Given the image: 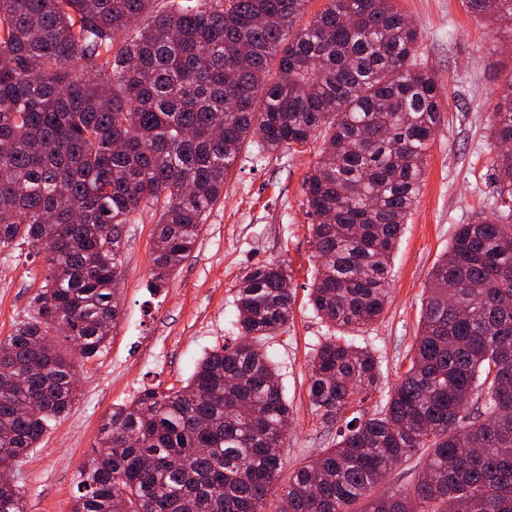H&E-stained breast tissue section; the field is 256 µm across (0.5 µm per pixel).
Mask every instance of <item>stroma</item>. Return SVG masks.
I'll return each mask as SVG.
<instances>
[{"mask_svg":"<svg viewBox=\"0 0 512 512\" xmlns=\"http://www.w3.org/2000/svg\"><path fill=\"white\" fill-rule=\"evenodd\" d=\"M422 35L419 61L442 86L440 112L416 205L408 216L389 270L383 315L355 334L380 369L375 410L407 369L419 329L424 289L457 225L489 209L494 195L488 165L491 140L486 116L512 74V38L487 47L497 24L471 13L463 0H397ZM317 145L269 153L245 147L224 183V196L206 215L193 252L165 288L149 283L156 219L136 215L122 243L120 319L110 345L79 371L76 400L52 422L37 448L9 475L24 495V512H71L79 470L104 418L148 386L178 388L214 347L236 335V286L255 264L284 262L292 274V319L264 345L293 411L281 451L291 473L329 447L335 423L313 409L308 364L331 330L309 303L314 261L303 181L317 159ZM48 273L29 246L0 249V340L23 318Z\"/></svg>","mask_w":512,"mask_h":512,"instance_id":"obj_1","label":"stroma"}]
</instances>
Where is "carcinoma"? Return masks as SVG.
Wrapping results in <instances>:
<instances>
[{"label": "carcinoma", "instance_id": "carcinoma-1", "mask_svg": "<svg viewBox=\"0 0 512 512\" xmlns=\"http://www.w3.org/2000/svg\"><path fill=\"white\" fill-rule=\"evenodd\" d=\"M152 2L0 0V248L49 264L0 341V461L37 446L76 397L77 363L106 348L133 215L158 217L162 288L251 139L273 151L321 137L303 188L309 303L342 335L313 355L309 398L345 420L336 443L279 484L292 417L262 346L293 295L287 266L266 262L237 286L232 342L185 386L107 415L72 512H512V77L488 115L491 212L455 229L410 365L370 414L378 360L348 332L382 314L421 190L440 102L420 31L395 0H327L301 28L308 0ZM464 3L512 22V0ZM414 457L411 487L376 492ZM0 512H24L19 485L0 480Z\"/></svg>", "mask_w": 512, "mask_h": 512}]
</instances>
